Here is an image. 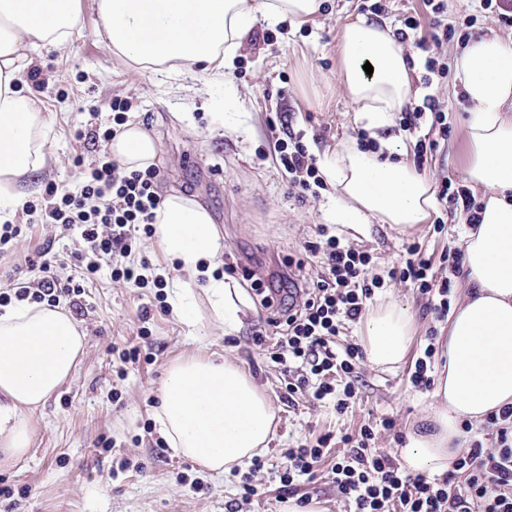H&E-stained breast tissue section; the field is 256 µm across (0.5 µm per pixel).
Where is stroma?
I'll return each mask as SVG.
<instances>
[{
	"mask_svg": "<svg viewBox=\"0 0 512 512\" xmlns=\"http://www.w3.org/2000/svg\"><path fill=\"white\" fill-rule=\"evenodd\" d=\"M422 0H324L313 22L291 31L281 23L255 20L222 76L191 73H131L100 42L101 22L95 0H81V28L60 51L36 56L41 86L25 81L47 118L45 150L49 162L29 188L27 198L42 199L48 189L78 194L80 163H92L98 148L91 134L113 124L112 99L129 101L127 121L137 123L158 146L162 194L179 193L201 202L211 213L233 263L235 280L251 271L267 288L288 287L291 278H316L318 266L309 250L316 228L333 227L347 245L368 251L369 277L382 279L374 299L395 300L415 318L412 345L405 362L384 370L361 361L355 380L361 399L339 414L307 398L289 399L288 377L257 344V331L277 337L260 305L248 311L241 330L225 335L209 314L204 294H197L191 320L173 309H161L151 288H130L112 281L102 268L85 290L86 311L78 322L88 343L72 377L34 415L30 449L14 460L0 453V512H282L287 494L278 474L285 452L302 439L332 433L322 463L330 468L343 454L339 435L375 428L374 445L397 451L405 434L429 405L428 391L410 380L431 331L441 320L427 312L411 283L392 281L389 270L404 260L403 247L418 244L437 276L450 278L452 296L461 280L444 257L457 251L462 209L436 207L434 221L399 230L370 220L360 235L341 224L333 189L297 197L289 175L276 162L279 143L296 138L308 154L319 157L358 145L362 125L357 107L338 77L337 36L351 17L379 13L402 27L406 16L423 13ZM477 16L480 35L497 34L512 41V28L482 10L480 0H448V19L463 23ZM422 66L413 64L412 85L420 95H434L448 113L451 132L422 167L433 183H463L468 160L464 120L469 109L455 75L424 87ZM67 94L58 103V94ZM15 223L27 231L14 253L0 257V273L19 272L37 278L42 256L64 274L74 273L84 245L78 234L60 236L51 224L29 225L24 212ZM136 346L150 362L118 373L120 350ZM229 355L251 375L277 411L275 433L264 449L266 461L256 474L265 493L242 501V471L214 478L192 460L175 455L159 430L155 411L168 365L186 356ZM392 419V429L380 428Z\"/></svg>",
	"mask_w": 512,
	"mask_h": 512,
	"instance_id": "obj_1",
	"label": "stroma"
}]
</instances>
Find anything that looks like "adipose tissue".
Listing matches in <instances>:
<instances>
[{
	"mask_svg": "<svg viewBox=\"0 0 512 512\" xmlns=\"http://www.w3.org/2000/svg\"><path fill=\"white\" fill-rule=\"evenodd\" d=\"M101 43L133 71L181 72L225 68L256 14L301 24L320 0H95ZM80 21V0H0V222L21 209L24 183L47 162V120L22 76L33 56L68 44ZM338 74L357 105V118L376 151L347 148L324 155L321 174L342 203L344 223L364 233L368 219L399 228L425 223L436 205L431 180L406 162L381 159L382 138L395 112L413 94L403 42L384 21L364 15L338 35ZM372 72H365L364 64ZM470 104L465 137L466 181L483 192L480 223L462 225L463 292L448 319L424 424L409 429L400 450L413 474L452 470L467 445L464 423H480L512 406V43L496 36L471 40L454 62ZM113 158L131 170L152 166L155 140L126 124L111 143ZM156 241L179 270L170 303L189 316L204 292L213 322L240 331L249 300L235 280L216 276L224 255L208 210L196 200L168 195L156 211ZM408 308L386 301L365 317L360 336L370 364H402L412 341ZM86 335L61 307L16 304L0 312V449L27 453L31 415L71 376ZM276 411L262 388L233 359L190 356L173 362L161 386L156 419L170 448L221 477L266 448Z\"/></svg>",
	"mask_w": 512,
	"mask_h": 512,
	"instance_id": "ef3b65f1",
	"label": "adipose tissue"
}]
</instances>
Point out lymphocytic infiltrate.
<instances>
[{
	"mask_svg": "<svg viewBox=\"0 0 512 512\" xmlns=\"http://www.w3.org/2000/svg\"><path fill=\"white\" fill-rule=\"evenodd\" d=\"M423 5L429 16L428 31H421L419 18L411 16L399 37L422 53L423 81L429 88L447 76L440 50L454 37L455 29L448 23V0H423ZM111 109L114 124L97 130L95 139L101 148L84 175L79 194L52 192L24 206L32 222L55 225L63 233L79 231L86 257L80 276H60L50 261H42L40 277L14 282L0 292V307L22 302L53 307L65 299L74 311H81L85 285L104 261L111 267L113 281L133 288H164V277L147 260L130 259L138 234L150 237L155 233V211L162 202L160 171L153 166L129 171L113 160L108 146L117 125L124 122L128 104L116 99ZM426 115L431 118L429 134L414 146L419 166L447 140L448 115L428 95L422 103L406 105L398 117L400 131L410 135ZM278 159L299 194L321 186L315 162L300 141L279 144ZM317 234L319 239L310 250L320 258V273L311 286L294 288L292 295L299 303L288 307L286 331L277 338L272 357L292 377L289 395L308 393L319 402H335L337 412L342 413L358 400L354 370L363 353L355 345L337 351L335 338L361 318L375 294V285L367 278L372 257L342 244L326 225H318ZM405 251L404 266L390 269V278L412 283L425 296L429 311L444 318L449 310L450 280L435 277L418 245L409 244ZM486 422L496 430L494 447L472 441L451 471L433 477L407 473L396 456L374 447L373 427L362 426L357 435L342 436L347 450L327 477L349 512H512V407L502 408ZM330 443V436L324 435L288 449V464L279 475L282 487L292 491L300 480H314Z\"/></svg>",
	"mask_w": 512,
	"mask_h": 512,
	"instance_id": "f902f5d3",
	"label": "lymphocytic infiltrate"
}]
</instances>
